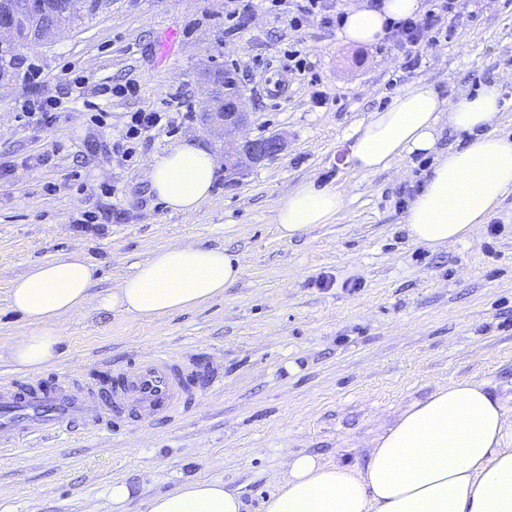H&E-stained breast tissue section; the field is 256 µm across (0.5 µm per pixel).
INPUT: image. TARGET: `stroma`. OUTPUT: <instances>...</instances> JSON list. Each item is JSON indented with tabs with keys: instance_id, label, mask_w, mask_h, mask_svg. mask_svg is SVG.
Returning a JSON list of instances; mask_svg holds the SVG:
<instances>
[{
	"instance_id": "stroma-1",
	"label": "stroma",
	"mask_w": 512,
	"mask_h": 512,
	"mask_svg": "<svg viewBox=\"0 0 512 512\" xmlns=\"http://www.w3.org/2000/svg\"><path fill=\"white\" fill-rule=\"evenodd\" d=\"M354 0H325L322 16ZM233 0H96L72 27L22 50L0 83V343L24 321L10 306L11 281L73 250L95 269L82 313L63 317V355L39 370L108 378L165 350L198 367L192 396L171 415L120 431L76 428L65 439L25 438L0 448V512H146L156 495L196 480L240 493L247 512L286 477V452L364 466L374 440L399 414L451 382L481 381L512 406V192L461 242H414L404 222L438 154L465 144L442 129L435 152L393 168L352 175L350 136L370 112L408 86L433 84L454 102L487 83L501 86L496 131L512 136V0H457L447 31L429 33L412 67L390 42L344 43L322 16L302 18L295 0H252L227 31ZM178 47L160 56V37ZM303 43L316 82L290 70L285 53ZM232 61L248 123L232 135L209 127L208 74ZM82 88L61 93L62 73ZM128 81L135 95L102 93ZM326 101L317 104L316 92ZM59 97L50 125L22 115L26 101ZM162 120L134 158L112 150L132 113ZM107 113L105 126L89 116ZM278 135L280 156L228 179L191 215L149 191L148 162L181 141L223 159L225 144ZM312 181L347 200L338 220L282 239L278 197ZM86 214L97 223H83ZM194 241L235 255L241 278L207 306L160 319L102 306L150 251ZM128 483L131 501L108 498Z\"/></svg>"
}]
</instances>
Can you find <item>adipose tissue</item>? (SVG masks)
I'll use <instances>...</instances> for the list:
<instances>
[{
	"label": "adipose tissue",
	"instance_id": "adipose-tissue-1",
	"mask_svg": "<svg viewBox=\"0 0 512 512\" xmlns=\"http://www.w3.org/2000/svg\"><path fill=\"white\" fill-rule=\"evenodd\" d=\"M422 0H383L376 9L360 0L347 9L341 35L373 45L385 25L416 16ZM498 84L454 103L432 84L420 83L372 112L353 134L350 170L370 174L413 153L435 151L440 122L469 133L428 173L405 217L411 238L431 247L467 238L512 190V139L492 125L501 110ZM217 160L192 142H180L149 161L154 195L176 213L199 210L212 197ZM345 200L334 188L304 182L276 201L274 222L291 239L337 219ZM242 275L237 258L222 248L189 242L149 252L105 300L132 317L163 318L221 297ZM94 269L73 251L31 267L11 283L10 304L25 328L8 347L12 361L39 370L61 358L60 319L84 310ZM506 408L483 382H455L414 403L378 437L363 468L288 454V476L265 503V512H512V440ZM148 512H245L239 493L223 482L197 480L159 494Z\"/></svg>",
	"mask_w": 512,
	"mask_h": 512
}]
</instances>
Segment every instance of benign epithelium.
<instances>
[{"label": "benign epithelium", "instance_id": "obj_1", "mask_svg": "<svg viewBox=\"0 0 512 512\" xmlns=\"http://www.w3.org/2000/svg\"><path fill=\"white\" fill-rule=\"evenodd\" d=\"M80 0H0V56H8L23 41L34 36L45 44L59 32L60 27L46 22L37 28L30 17L42 19L45 13L72 14ZM216 82L222 86V92L212 98L209 115L224 130H236L246 121L245 98L235 85L234 76L228 71L214 73ZM284 150V143L276 136L260 140L245 141L234 153H224V169L238 171L246 164H257L273 158Z\"/></svg>", "mask_w": 512, "mask_h": 512}]
</instances>
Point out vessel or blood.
Here are the masks:
<instances>
[{"label": "vessel or blood", "instance_id": "b4317fda", "mask_svg": "<svg viewBox=\"0 0 512 512\" xmlns=\"http://www.w3.org/2000/svg\"><path fill=\"white\" fill-rule=\"evenodd\" d=\"M192 387L191 372L171 364L161 353L132 372L113 375L108 390L67 378L13 382L0 388V446L17 434L58 435L80 425L110 426L164 416L190 395Z\"/></svg>", "mask_w": 512, "mask_h": 512}]
</instances>
